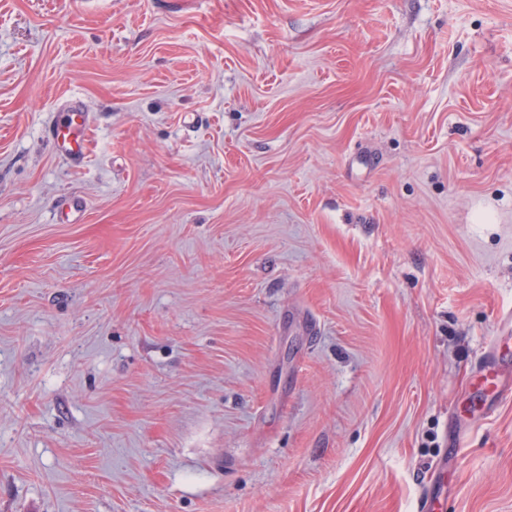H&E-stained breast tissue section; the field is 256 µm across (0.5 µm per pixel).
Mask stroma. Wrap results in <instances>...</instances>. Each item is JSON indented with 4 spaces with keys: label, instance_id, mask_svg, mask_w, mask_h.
Returning a JSON list of instances; mask_svg holds the SVG:
<instances>
[{
    "label": "stroma",
    "instance_id": "stroma-1",
    "mask_svg": "<svg viewBox=\"0 0 512 512\" xmlns=\"http://www.w3.org/2000/svg\"><path fill=\"white\" fill-rule=\"evenodd\" d=\"M511 327L512 0H0V512H512ZM91 116L77 101L54 113L47 123V137L54 153L72 167H80L89 151Z\"/></svg>",
    "mask_w": 512,
    "mask_h": 512
}]
</instances>
